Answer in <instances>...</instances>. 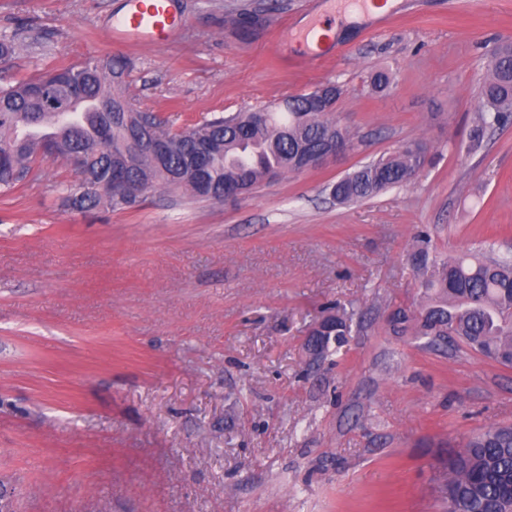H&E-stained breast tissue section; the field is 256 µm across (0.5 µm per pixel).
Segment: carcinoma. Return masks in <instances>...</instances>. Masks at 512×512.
<instances>
[{
  "mask_svg": "<svg viewBox=\"0 0 512 512\" xmlns=\"http://www.w3.org/2000/svg\"><path fill=\"white\" fill-rule=\"evenodd\" d=\"M129 61L122 57L90 61L0 86V151L10 154L0 164V192L23 182L40 154L41 140H59L56 157L82 156L80 178L63 188L65 202L80 209L127 210L140 197L109 191L112 167L144 180L146 189L182 191L195 199L210 198V189L247 179L249 188L303 171L302 149L311 143L330 145L344 140L354 147L350 132L331 118L333 108L313 107L309 99L327 91L287 95L275 106L227 116L214 115L178 131L170 121L141 109L130 94L125 76ZM49 86L74 90L67 112L45 107ZM481 111L467 135L469 151L481 146L490 127L512 122V43L494 48L488 74L479 85ZM89 111L72 121L74 105ZM144 132L170 147L168 165L159 167L146 155L135 134ZM431 161L419 141H407L390 154L359 166L332 185L340 203L373 198L412 182ZM420 302L397 306L387 317L396 334L412 333L435 348L448 338L479 355L512 367V258H474L465 253L441 257L420 235L411 253ZM353 312L336 306L315 320V339L305 350L321 361L339 354L352 333ZM447 512H512V425L490 426L470 437L464 448L448 457V479L442 487Z\"/></svg>",
  "mask_w": 512,
  "mask_h": 512,
  "instance_id": "1",
  "label": "carcinoma"
}]
</instances>
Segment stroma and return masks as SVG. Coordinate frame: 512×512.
I'll list each match as a JSON object with an SVG mask.
<instances>
[{"instance_id":"stroma-1","label":"stroma","mask_w":512,"mask_h":512,"mask_svg":"<svg viewBox=\"0 0 512 512\" xmlns=\"http://www.w3.org/2000/svg\"><path fill=\"white\" fill-rule=\"evenodd\" d=\"M173 2L175 35L132 47L105 31L125 0H0L16 45L0 85L122 55L141 108L177 129L331 82L355 147L232 202L157 189L79 211L58 191L74 171L44 156L0 195V479L15 512H440L449 455L512 423V368L386 318L418 298L419 231L441 256L482 241L512 254V125L460 147L512 0H396L302 65L297 0ZM413 139L432 163L412 183L332 198ZM336 301L354 309L348 351L313 363L302 343Z\"/></svg>"}]
</instances>
